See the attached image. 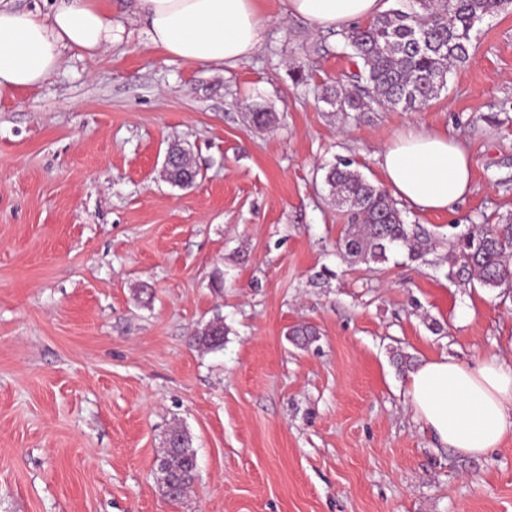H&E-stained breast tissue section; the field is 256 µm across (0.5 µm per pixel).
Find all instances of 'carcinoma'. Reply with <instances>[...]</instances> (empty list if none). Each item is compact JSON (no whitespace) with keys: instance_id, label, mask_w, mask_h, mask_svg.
<instances>
[{"instance_id":"carcinoma-1","label":"carcinoma","mask_w":512,"mask_h":512,"mask_svg":"<svg viewBox=\"0 0 512 512\" xmlns=\"http://www.w3.org/2000/svg\"><path fill=\"white\" fill-rule=\"evenodd\" d=\"M400 8L379 14L365 25L344 32L342 51L360 61L358 71L335 81L322 101L336 112H371L375 109L420 108L437 97L448 73L465 62L471 33L485 17L512 10V0H398ZM197 170L187 155L167 172L178 187L196 183ZM329 193L348 208L349 224L338 242L342 256L368 264L388 260V253L404 248L412 260L422 258L430 244L426 231L406 224L389 193L371 183L352 163L341 160L325 177ZM448 256L454 269L449 276H467L483 288L512 290V222L486 225L459 234ZM224 325L202 326L192 345L206 351L224 347ZM293 340L309 345L316 330L300 325ZM168 466L181 478L172 499L181 498L191 484L196 460L191 440L165 449Z\"/></svg>"}]
</instances>
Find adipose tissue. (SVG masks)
<instances>
[{"instance_id": "ef3b65f1", "label": "adipose tissue", "mask_w": 512, "mask_h": 512, "mask_svg": "<svg viewBox=\"0 0 512 512\" xmlns=\"http://www.w3.org/2000/svg\"><path fill=\"white\" fill-rule=\"evenodd\" d=\"M382 0H286L289 14L319 30H339L374 17ZM152 47L197 65L250 57L265 32L258 0H135ZM114 40L101 0H58L48 12L0 6V97L37 85L65 52L93 57ZM385 182L399 200L445 211L472 191L471 160L447 134L415 129L379 155ZM415 420L439 446L483 456L512 437V362L476 363L432 357L408 375Z\"/></svg>"}]
</instances>
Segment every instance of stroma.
Segmentation results:
<instances>
[{"mask_svg": "<svg viewBox=\"0 0 512 512\" xmlns=\"http://www.w3.org/2000/svg\"><path fill=\"white\" fill-rule=\"evenodd\" d=\"M105 6L111 48L0 99V512H512V439L437 446L392 360L512 361V293L445 259L512 216V12L477 25L424 108L343 114L319 100L356 69L340 32L284 0H260L253 55L213 67L150 47L133 0ZM413 128L463 142L470 196L400 203L437 243L424 258L345 261L326 169L383 185L379 154ZM175 141L189 189L163 172ZM217 316L223 350L196 349ZM302 323L307 348L288 338ZM174 426L198 466L177 501L157 484ZM168 180L178 187H191L196 183L198 172L186 154H182L179 165L166 173Z\"/></svg>", "mask_w": 512, "mask_h": 512, "instance_id": "1", "label": "stroma"}]
</instances>
